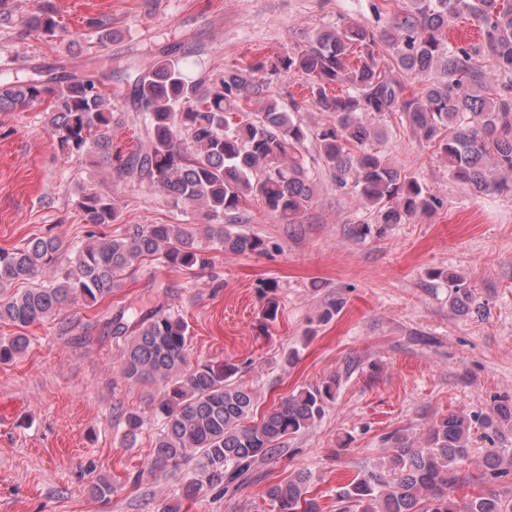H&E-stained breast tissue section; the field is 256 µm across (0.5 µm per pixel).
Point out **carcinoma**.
Listing matches in <instances>:
<instances>
[{"label":"carcinoma","instance_id":"1","mask_svg":"<svg viewBox=\"0 0 512 512\" xmlns=\"http://www.w3.org/2000/svg\"><path fill=\"white\" fill-rule=\"evenodd\" d=\"M377 30L358 21L326 29L266 63L255 61L190 77L173 42L164 55L141 67L112 56L86 59L81 71L40 65L0 70V112L42 107L55 146L67 159L99 158L109 181L146 184L204 221L203 236L191 224H133L120 235L97 230L120 217L112 193L83 187L75 201L86 240L63 247L53 237H31L0 249V324L23 329L53 318L66 304H96L112 298L125 276L145 260L177 272L211 265L201 239L215 250L261 254L266 241L235 231L247 221L241 205L261 202L282 224H298L315 196L316 175L300 154L313 136L323 163L340 189L350 188L375 223L405 224L442 205L415 178L390 165L372 145L375 121L397 114L420 141L435 149L448 175L472 192L512 195V0H410ZM482 30L477 48L453 46L448 28L461 14ZM86 26L99 43L112 40V22L90 17ZM60 23L52 0L29 14L20 39L35 34L48 41ZM385 46L395 66L382 64ZM399 69L421 76L425 87L404 94L393 76ZM298 73L311 84V104L333 121L312 130L270 96L274 78ZM345 85L341 95L331 86ZM121 99L144 122L137 148L112 156V102ZM448 282V304L458 313L474 305L466 276L436 271ZM263 314L279 309L277 284L259 288ZM123 339L120 373L135 384L157 385L152 399L162 421L151 465L163 469L199 452L195 476L184 486L192 499L203 486L240 487L260 459L280 451L281 440L320 420L335 400L331 377L303 389L251 420L254 392L241 383L230 362L191 364L186 321L160 309L143 313L121 308L103 323ZM30 339L0 337V363L23 356ZM134 439L143 419L124 414ZM512 423V397L491 411L450 413L435 421L416 444L396 430L384 437L391 448L373 469L359 471L336 493V512H512V448H501L502 429ZM485 441L477 483L466 473L475 431ZM309 475L299 470L269 486L272 512H319L307 497Z\"/></svg>","mask_w":512,"mask_h":512}]
</instances>
